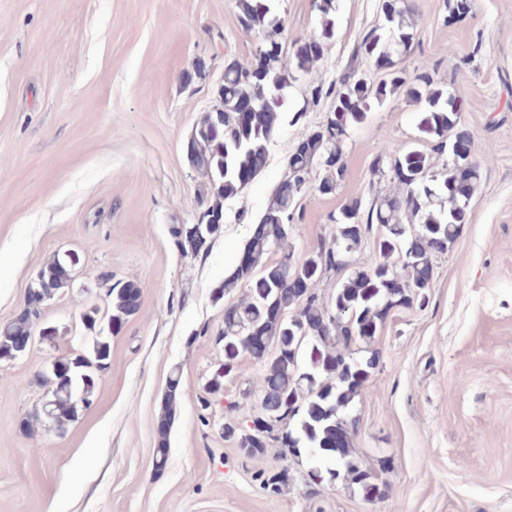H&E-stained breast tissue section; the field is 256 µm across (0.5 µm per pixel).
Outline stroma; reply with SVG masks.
I'll return each mask as SVG.
<instances>
[{"instance_id":"35a3bbf8","label":"stroma","mask_w":512,"mask_h":512,"mask_svg":"<svg viewBox=\"0 0 512 512\" xmlns=\"http://www.w3.org/2000/svg\"><path fill=\"white\" fill-rule=\"evenodd\" d=\"M412 39L395 61L428 70L461 105L479 176L447 249L434 257L425 307H395L372 344L380 355L350 414L360 465L378 478L368 495L312 452L241 454L224 435L229 401L255 385L242 357L223 396L200 399L224 351L217 297L250 228L286 175L294 146L321 126L330 85L370 30L382 0H336L322 58L282 93L279 125L260 175L224 203L223 229L199 253L176 247L173 226L197 220L205 181L187 143L215 108L224 63H255L264 34L244 35L237 0H0V324L24 308L29 287L55 255L77 252L72 284L49 300L24 355L0 361V512H512V0H407ZM283 47L320 31L315 0H269ZM421 106L402 96L348 127L346 174L335 191L314 169L289 228L295 258L331 240L330 215L357 200L392 195L372 172L386 146L430 152ZM142 289L137 313L111 337L112 357L94 403L65 431H20L47 391L42 373L84 349L80 321L105 306L101 273ZM57 330L41 339L44 327ZM180 371L169 462L153 452L167 379ZM287 470L276 494L260 471ZM323 472L321 482L310 473Z\"/></svg>"}]
</instances>
